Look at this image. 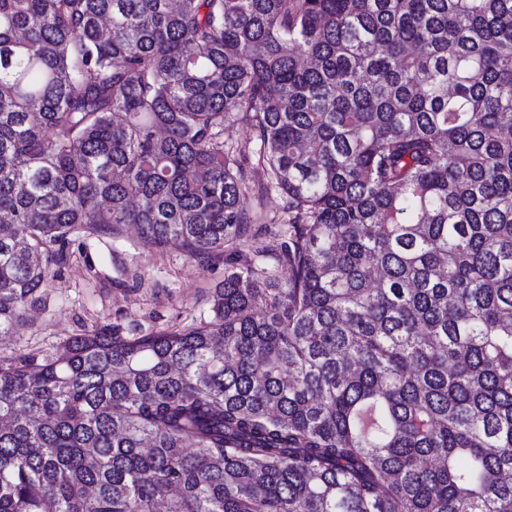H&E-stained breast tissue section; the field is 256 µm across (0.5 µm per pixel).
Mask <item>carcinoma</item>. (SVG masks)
<instances>
[{
	"mask_svg": "<svg viewBox=\"0 0 512 512\" xmlns=\"http://www.w3.org/2000/svg\"><path fill=\"white\" fill-rule=\"evenodd\" d=\"M272 193L288 279L0 357V512H512V0H0L1 336L73 232Z\"/></svg>",
	"mask_w": 512,
	"mask_h": 512,
	"instance_id": "carcinoma-1",
	"label": "carcinoma"
}]
</instances>
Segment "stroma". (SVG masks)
<instances>
[{
    "mask_svg": "<svg viewBox=\"0 0 512 512\" xmlns=\"http://www.w3.org/2000/svg\"><path fill=\"white\" fill-rule=\"evenodd\" d=\"M281 205L277 195L265 199L256 241L237 247L241 259L265 245L280 248V240L266 235L283 230ZM65 253L17 334L0 338V356L59 354L71 337L100 329L125 338L179 329L209 315L212 293L230 268L228 255L200 259L160 248L132 224L98 235L72 233Z\"/></svg>",
    "mask_w": 512,
    "mask_h": 512,
    "instance_id": "obj_1",
    "label": "stroma"
}]
</instances>
